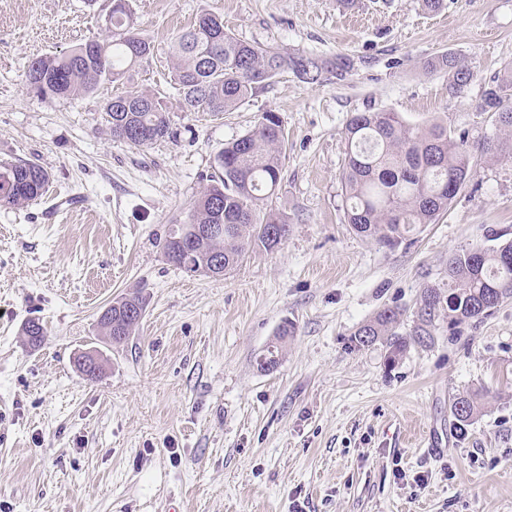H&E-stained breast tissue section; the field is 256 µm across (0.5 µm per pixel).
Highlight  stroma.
Wrapping results in <instances>:
<instances>
[{
	"instance_id": "stroma-1",
	"label": "stroma",
	"mask_w": 512,
	"mask_h": 512,
	"mask_svg": "<svg viewBox=\"0 0 512 512\" xmlns=\"http://www.w3.org/2000/svg\"><path fill=\"white\" fill-rule=\"evenodd\" d=\"M155 52L120 82L43 99L22 78L35 58L105 35L110 0H0V161L33 160L47 195L0 207V512H512V299L459 335L439 330L388 366L349 339L387 306L413 311L452 253L512 241V162L475 156L473 176L436 223L394 250L346 224L345 126L387 110L494 133L477 108L512 68V0H131ZM283 56L347 62L304 82L285 70L238 109L183 111L170 86L172 38L201 13ZM468 62L465 92L423 62ZM160 93L174 141L112 138L103 102ZM276 113L281 184L260 204L287 240L253 248L224 277L170 264L162 243L207 186L226 143ZM80 204L46 220L48 207ZM139 292L146 311L114 346L97 319ZM39 319L47 337L22 332ZM296 333L273 370L255 365L284 321ZM101 352L95 382L74 365ZM484 391L466 435L455 397Z\"/></svg>"
}]
</instances>
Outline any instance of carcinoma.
Here are the masks:
<instances>
[{
	"mask_svg": "<svg viewBox=\"0 0 512 512\" xmlns=\"http://www.w3.org/2000/svg\"><path fill=\"white\" fill-rule=\"evenodd\" d=\"M107 38L88 40L68 51L38 57L24 72L25 86L44 97L68 99L94 91L105 81L122 80L126 72L145 61L153 44L138 32L130 0H112L106 15ZM171 52L177 58L174 85L187 112L214 116L231 112L254 91L286 69L314 83L325 71L343 72L342 59L320 61L297 55L284 57L270 47L244 42L224 31V21L202 13L192 28L179 33ZM426 72L448 74L449 90L461 94L473 79L469 64L452 53H437L423 63ZM138 104L129 112L115 108L118 100ZM480 109L493 118L496 133L472 143L466 131L456 133L438 121L413 124L397 112H356L345 127L348 151L341 183L349 202L346 223L359 235L394 249L419 227L432 224L470 180L474 153L512 159V70L491 80L483 92ZM102 118L113 138L131 146L145 147L173 139L163 100L155 93L128 91L106 100ZM285 160L282 122L273 112L262 115L257 128L224 147L209 184L194 200L186 219L173 225L162 245L167 261L188 274H203L204 260L213 253L224 258L231 270L254 246L273 250L288 237V221L272 211L257 215L258 202L274 194ZM50 176L40 164L27 160L0 162V207H18L46 192ZM193 224H216L223 233L209 238L204 253L188 256L177 238ZM277 227L275 235L268 228ZM512 298V242L497 249L475 248L448 258V281L427 283L412 313V324L399 331L404 310L388 306L359 326L351 335L354 347L379 345L392 367L410 347H428L442 329L490 315ZM97 322L105 337L130 336L142 318V298L136 294L116 300ZM139 312L128 314L129 308ZM295 333L288 320L274 341L255 360L275 357L278 365L283 347ZM88 354L75 357L77 370L94 381L104 372V361L85 368ZM480 395L466 394L453 400L452 415L460 434H465L480 411Z\"/></svg>",
	"mask_w": 512,
	"mask_h": 512,
	"instance_id": "carcinoma-1",
	"label": "carcinoma"
}]
</instances>
